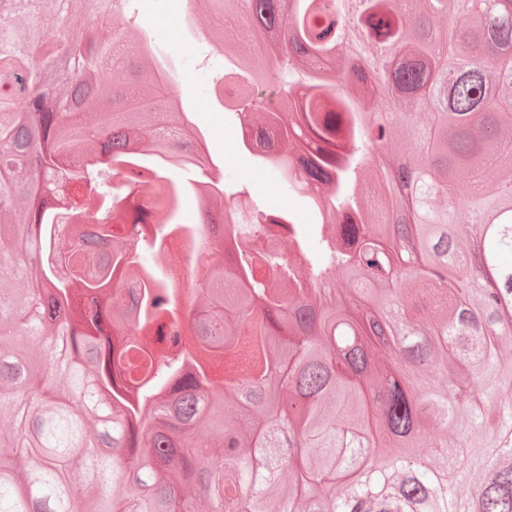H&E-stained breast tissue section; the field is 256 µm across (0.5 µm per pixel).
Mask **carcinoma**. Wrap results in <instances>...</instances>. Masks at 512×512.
Instances as JSON below:
<instances>
[{
    "instance_id": "carcinoma-1",
    "label": "carcinoma",
    "mask_w": 512,
    "mask_h": 512,
    "mask_svg": "<svg viewBox=\"0 0 512 512\" xmlns=\"http://www.w3.org/2000/svg\"><path fill=\"white\" fill-rule=\"evenodd\" d=\"M497 0H198L196 25L246 16L262 37L282 29L281 111L258 99L238 111L281 127L289 149L307 131L324 146L308 175L330 186L314 201L321 248L309 268L293 214L257 211L269 241L238 248L247 284L224 262L197 289L198 338L156 355L140 337L180 324L175 288L159 273L164 237L196 243L178 219L180 187L129 148L155 149L164 109L158 60L132 27L103 46V0H15L0 13V512H346L355 496L400 478L433 512H512V323L479 286L467 231L512 195V13ZM140 65L129 77L127 62ZM121 94L124 108L106 117ZM390 146L375 180L384 220L365 204L366 146ZM119 167L151 174V190L107 194ZM87 176L88 201L163 217L149 247L110 224L61 243L68 279L47 277L29 247L58 210L53 181ZM348 217L342 239L338 216ZM512 269V231L487 244ZM403 255L409 266L393 263ZM339 279L329 292L319 284ZM246 347L247 398L228 379ZM109 392L107 437L81 407Z\"/></svg>"
}]
</instances>
